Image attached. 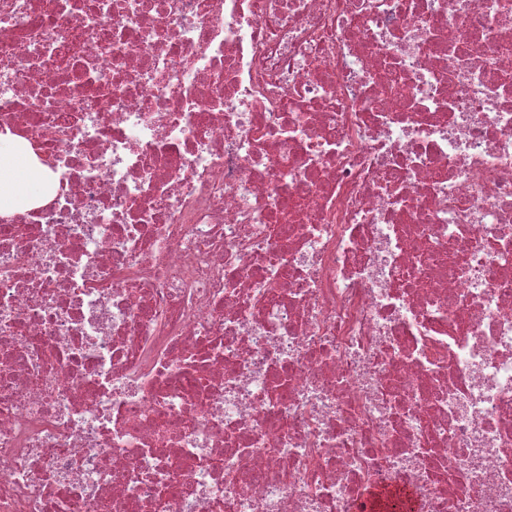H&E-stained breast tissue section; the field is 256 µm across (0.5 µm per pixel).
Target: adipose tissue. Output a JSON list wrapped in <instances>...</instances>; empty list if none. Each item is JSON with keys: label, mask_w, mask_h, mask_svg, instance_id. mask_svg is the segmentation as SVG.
I'll return each instance as SVG.
<instances>
[{"label": "adipose tissue", "mask_w": 512, "mask_h": 512, "mask_svg": "<svg viewBox=\"0 0 512 512\" xmlns=\"http://www.w3.org/2000/svg\"><path fill=\"white\" fill-rule=\"evenodd\" d=\"M11 163L10 171L0 169V210L8 211L20 203L40 198L46 188L43 174L18 156L13 144L0 141V166Z\"/></svg>", "instance_id": "1"}]
</instances>
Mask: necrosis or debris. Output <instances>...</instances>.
I'll list each match as a JSON object with an SVG mask.
<instances>
[{
	"mask_svg": "<svg viewBox=\"0 0 512 512\" xmlns=\"http://www.w3.org/2000/svg\"><path fill=\"white\" fill-rule=\"evenodd\" d=\"M0 512H512V0H0ZM10 159V172H4L2 165ZM13 185L15 186L11 189ZM45 188L43 174L30 167L17 154L11 142L0 141V210H13L24 201L38 199L45 192Z\"/></svg>",
	"mask_w": 512,
	"mask_h": 512,
	"instance_id": "4bbe7bcc",
	"label": "necrosis or debris"
}]
</instances>
